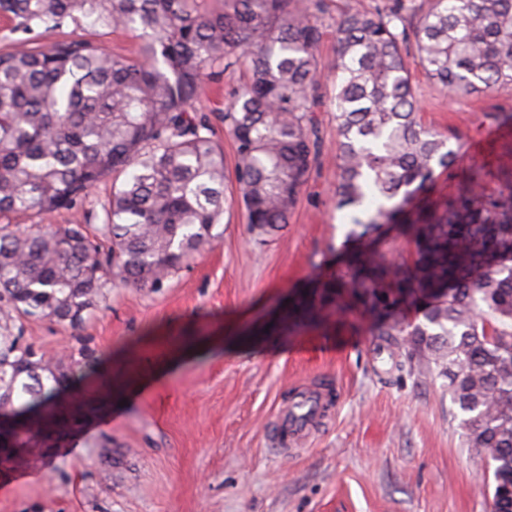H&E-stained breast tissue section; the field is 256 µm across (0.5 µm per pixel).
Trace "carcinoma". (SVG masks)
Instances as JSON below:
<instances>
[{
  "mask_svg": "<svg viewBox=\"0 0 512 512\" xmlns=\"http://www.w3.org/2000/svg\"><path fill=\"white\" fill-rule=\"evenodd\" d=\"M323 0H0L17 38L0 50V460L53 441L66 393L99 367L81 353L60 369L23 342V319L72 327L121 287L161 288L222 235L226 206L219 124L234 141L236 202L251 229L288 223L321 138L316 51ZM122 28L137 56L89 38H40L71 26ZM336 206L346 242L403 224L417 258L346 248L336 307L381 318L421 301L423 321L383 322L410 336L418 371L448 379L469 448L491 472V512H512V171L493 189L478 168L441 208L411 211L449 138L426 128L407 57L456 98L512 84V0H383L336 25ZM246 68L224 109L192 110L205 77ZM112 180L103 220H46Z\"/></svg>",
  "mask_w": 512,
  "mask_h": 512,
  "instance_id": "obj_1",
  "label": "carcinoma"
}]
</instances>
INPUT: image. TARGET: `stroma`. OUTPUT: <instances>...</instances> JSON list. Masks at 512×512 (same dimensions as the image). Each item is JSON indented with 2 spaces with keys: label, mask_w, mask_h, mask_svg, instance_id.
<instances>
[{
  "label": "stroma",
  "mask_w": 512,
  "mask_h": 512,
  "mask_svg": "<svg viewBox=\"0 0 512 512\" xmlns=\"http://www.w3.org/2000/svg\"><path fill=\"white\" fill-rule=\"evenodd\" d=\"M378 0H325L319 70L336 63L337 22ZM422 123L458 137L453 170L434 174L420 205L457 192L463 171L487 182L512 168V125L482 138L490 112L512 113V85L449 98L412 66ZM323 86V153L284 228L249 230L241 209L221 240L158 289L116 288L78 327L28 319L38 353L115 358L113 408L88 381L57 447L0 464V512H489L486 463L469 450L448 381L421 375L409 339L376 350L377 321L339 320L327 288L350 229L337 209L336 123ZM111 183L50 224H101ZM192 355L140 392L123 383L176 347ZM329 407L300 451L274 450L280 411L302 387Z\"/></svg>",
  "instance_id": "1"
}]
</instances>
